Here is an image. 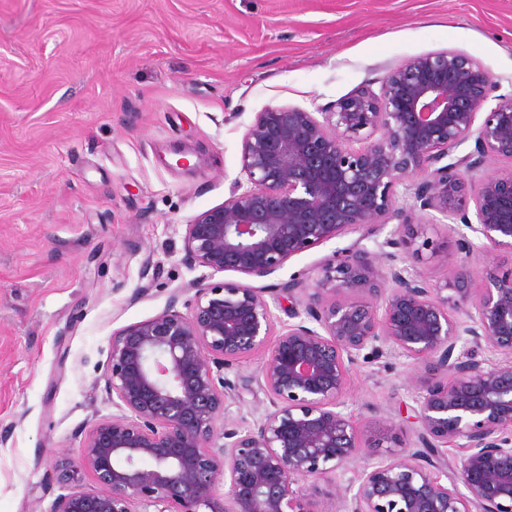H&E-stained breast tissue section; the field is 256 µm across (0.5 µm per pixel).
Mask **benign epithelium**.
I'll list each match as a JSON object with an SVG mask.
<instances>
[{
    "mask_svg": "<svg viewBox=\"0 0 512 512\" xmlns=\"http://www.w3.org/2000/svg\"><path fill=\"white\" fill-rule=\"evenodd\" d=\"M497 87L482 63L443 50L325 112L256 113L241 142L249 186L184 225L186 263L264 278L350 230L360 239L309 283L194 279L113 333L119 414L56 464L69 492L43 512H512V167L483 171L512 161V94ZM418 214L452 221L464 253L432 283L416 266L430 245ZM390 224L376 249L362 244ZM475 252L509 262L486 268L477 293ZM255 353L258 373L226 376ZM387 357L420 371L409 442L401 423L365 436L347 411L351 369ZM257 390L269 406L248 426L230 419L228 400ZM449 445L464 452L446 485ZM352 465L357 478L339 483Z\"/></svg>",
    "mask_w": 512,
    "mask_h": 512,
    "instance_id": "1",
    "label": "benign epithelium"
}]
</instances>
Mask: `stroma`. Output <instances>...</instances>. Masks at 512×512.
I'll list each match as a JSON object with an SVG mask.
<instances>
[{
    "mask_svg": "<svg viewBox=\"0 0 512 512\" xmlns=\"http://www.w3.org/2000/svg\"><path fill=\"white\" fill-rule=\"evenodd\" d=\"M448 49L512 92V0H0V512L66 493L55 461L116 412L113 332L176 291L190 311L184 287L205 270L184 260L183 225L246 183L255 114L328 108ZM177 148L193 169L167 164ZM426 235L418 266L434 280L461 255L448 225ZM358 237L264 282L307 280ZM416 375L403 358L351 370L361 431L413 407Z\"/></svg>",
    "mask_w": 512,
    "mask_h": 512,
    "instance_id": "1",
    "label": "stroma"
}]
</instances>
